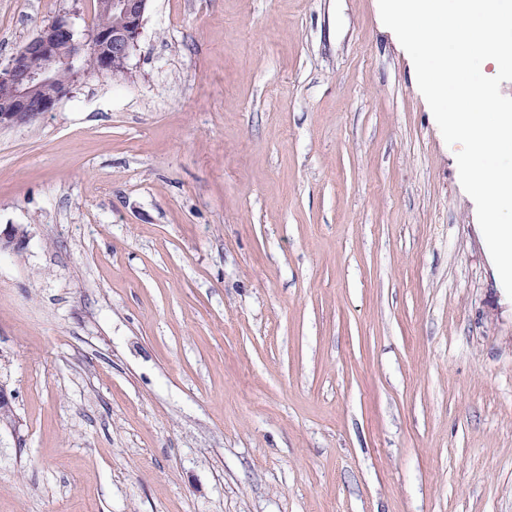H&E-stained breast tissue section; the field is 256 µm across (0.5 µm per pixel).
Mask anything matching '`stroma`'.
I'll list each match as a JSON object with an SVG mask.
<instances>
[{
  "mask_svg": "<svg viewBox=\"0 0 512 512\" xmlns=\"http://www.w3.org/2000/svg\"><path fill=\"white\" fill-rule=\"evenodd\" d=\"M6 226L0 512H512V298L378 0H150L0 128Z\"/></svg>",
  "mask_w": 512,
  "mask_h": 512,
  "instance_id": "stroma-1",
  "label": "stroma"
}]
</instances>
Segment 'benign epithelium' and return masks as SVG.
Masks as SVG:
<instances>
[{"label":"benign epithelium","mask_w":512,"mask_h":512,"mask_svg":"<svg viewBox=\"0 0 512 512\" xmlns=\"http://www.w3.org/2000/svg\"><path fill=\"white\" fill-rule=\"evenodd\" d=\"M149 0H101L100 8L115 18L112 28L80 40L71 25L58 19L42 26L0 69L5 90L0 94V128L27 124L44 112L52 111L72 86L56 84L58 66L74 67L89 51L107 56V60L126 65L138 45ZM45 66H31L33 57ZM24 231L10 226L0 230V253L21 249Z\"/></svg>","instance_id":"obj_1"}]
</instances>
